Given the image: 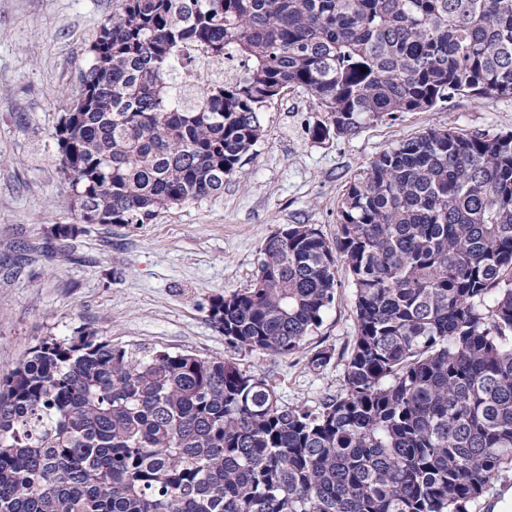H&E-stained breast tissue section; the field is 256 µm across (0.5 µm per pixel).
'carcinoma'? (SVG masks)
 <instances>
[{
    "mask_svg": "<svg viewBox=\"0 0 512 512\" xmlns=\"http://www.w3.org/2000/svg\"><path fill=\"white\" fill-rule=\"evenodd\" d=\"M55 128L79 224L224 190L289 88L315 140L459 94L512 97V0H120ZM233 57V78L177 70ZM366 72H361V69ZM209 300L234 349L297 352L355 289L341 393L282 404L233 361L42 339L0 377V512H467L512 465V133L428 129ZM492 304H487L489 296Z\"/></svg>",
    "mask_w": 512,
    "mask_h": 512,
    "instance_id": "obj_1",
    "label": "carcinoma"
}]
</instances>
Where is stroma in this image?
<instances>
[{
	"label": "stroma",
	"mask_w": 512,
	"mask_h": 512,
	"mask_svg": "<svg viewBox=\"0 0 512 512\" xmlns=\"http://www.w3.org/2000/svg\"><path fill=\"white\" fill-rule=\"evenodd\" d=\"M119 0H0V374L46 336L88 329L129 346L188 351L265 376L289 406H317L342 388L356 334L355 290L338 274L336 298L298 352L236 350L207 317L211 296L250 287L265 240L290 224L337 233V205L369 161L431 128L512 132V98L458 95L426 112L363 121L318 142L321 114L289 89L260 115L263 136L221 193L160 213L147 224H86L65 247L53 225L74 221L55 128L79 89L89 47ZM320 350L329 365L313 369Z\"/></svg>",
	"instance_id": "stroma-1"
}]
</instances>
